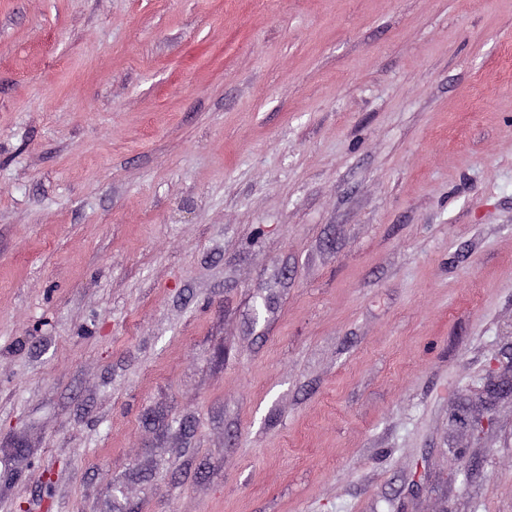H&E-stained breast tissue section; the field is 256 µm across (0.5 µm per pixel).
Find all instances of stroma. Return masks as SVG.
<instances>
[{
  "instance_id": "35a3bbf8",
  "label": "stroma",
  "mask_w": 512,
  "mask_h": 512,
  "mask_svg": "<svg viewBox=\"0 0 512 512\" xmlns=\"http://www.w3.org/2000/svg\"><path fill=\"white\" fill-rule=\"evenodd\" d=\"M495 358L512 0H0V512H512Z\"/></svg>"
}]
</instances>
